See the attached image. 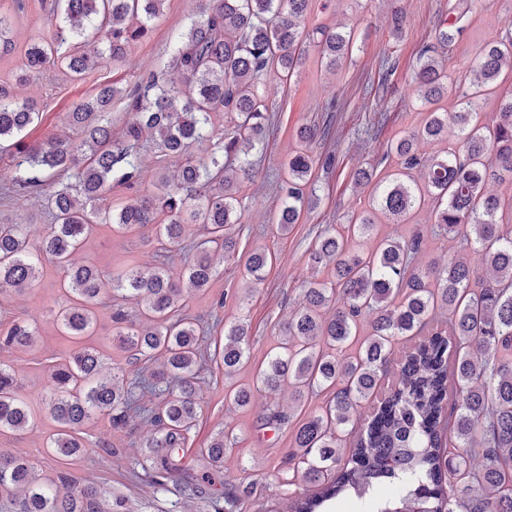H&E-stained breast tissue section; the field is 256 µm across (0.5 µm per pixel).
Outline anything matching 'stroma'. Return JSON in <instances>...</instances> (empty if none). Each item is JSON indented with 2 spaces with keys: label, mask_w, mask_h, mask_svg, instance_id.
<instances>
[{
  "label": "stroma",
  "mask_w": 512,
  "mask_h": 512,
  "mask_svg": "<svg viewBox=\"0 0 512 512\" xmlns=\"http://www.w3.org/2000/svg\"><path fill=\"white\" fill-rule=\"evenodd\" d=\"M401 10L403 37H395L392 13ZM192 0H166L164 10L144 38L131 46L125 60L78 79L55 68L33 74L22 97L35 98L42 113L26 142L35 143L57 133L65 112L93 94L99 84L117 83L131 87L148 77L165 82L167 58L177 38L188 30ZM465 12L464 30L452 46L437 40L436 27L449 11ZM0 14L13 19L12 49L0 52V83L13 82L23 67L27 47L48 38V0H0ZM345 24L356 31L351 55L339 66L321 64L316 48H309L292 78L286 81L267 76L260 86L271 109L264 148L254 154V176L240 187V219L235 226L241 252L265 248L278 260L255 292L237 301L242 286V265L219 266L211 287L191 293L186 311L202 318L211 333L204 349L214 350L224 341V329L238 317L250 323V365L240 373L251 381L254 367L265 361L279 339V325L297 305L301 288L312 271L308 255L325 229L344 231L368 206L369 194L356 187L357 168L375 166L377 179H384L395 165L386 157L392 140L420 125L421 103L415 92V74L426 57L441 60L453 84L464 82L485 43L497 39L512 23V0H313L309 26ZM318 130L313 154L333 157L330 167L316 166L312 188L317 199L301 223L288 235H279L275 222L284 195L283 169L297 150L300 126ZM161 245L153 235L114 234L109 225L98 226L81 259L92 262L105 274L153 261ZM60 277L45 266L40 288L24 296L7 299L12 315L36 325L39 336L30 350H0V363L14 371L21 396L32 407L42 405L50 365L68 356L73 344L62 336L55 312L60 299ZM199 420L180 452L190 468L200 463L198 450L221 431L239 439V450L224 459V473L237 483H255L257 490L247 501L245 512H287L292 493L284 473L283 456L291 444L292 429L262 426L266 405L257 396L248 408H239L224 398V373L208 363L200 374L196 398ZM54 424L38 417L21 433L0 434V449L28 458L42 476L54 475L58 462L46 448ZM153 426L136 417L125 428L112 429L101 417L84 425L80 436L85 452L68 464L79 482L97 487L103 501H122L123 512H212L207 500L179 488L152 486V470L142 468L145 444Z\"/></svg>",
  "instance_id": "obj_1"
}]
</instances>
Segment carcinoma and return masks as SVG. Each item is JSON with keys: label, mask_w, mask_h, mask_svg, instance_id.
<instances>
[{"label": "carcinoma", "mask_w": 512, "mask_h": 512, "mask_svg": "<svg viewBox=\"0 0 512 512\" xmlns=\"http://www.w3.org/2000/svg\"><path fill=\"white\" fill-rule=\"evenodd\" d=\"M311 0H196L194 18L168 61L179 79L154 78L119 88L102 84L66 114L67 132L41 143H25L41 120L32 100L19 101L0 85V157L11 158L10 185L0 198L44 195L52 222L39 244L28 225L0 219V296L24 295L39 282L42 263L63 273V301L56 313L61 334L77 344L69 358L50 367L45 410L56 423L47 451L72 459L83 453L79 429L98 414L115 428L144 414L139 396H163L150 416L153 449L147 458L154 484L172 482L203 493L201 482L224 473V457L236 437L221 431L200 449L204 470L197 474L179 457L198 418L195 395L204 356L201 319L183 313L186 290L203 292L216 274L213 255L225 262L239 257L232 231L238 223L241 183L253 178L251 151L263 143L269 106L261 79H289L312 42L334 67L352 49L353 36L327 26L306 30ZM165 0H51L47 40L26 50L15 84L31 73L59 64L81 77L107 62H121L129 45L142 39L162 14ZM465 13H448L438 41L449 46L462 32ZM107 33L106 48L99 33ZM512 71V28L479 54L460 108L448 114L434 108L448 96L442 62L429 58L416 74V91L426 106L413 131L390 144L398 165L386 184L375 186L369 209L356 217L351 235L325 230L309 254L314 269L331 268L332 277H314L301 288L299 304L281 327L276 349L255 373L236 380L249 360V325L244 318L224 331L214 357L224 367L225 397L237 407L255 394L269 399L265 419L294 421L285 463L303 491L289 512H332L340 500L378 499L376 512H512V197L487 192V185L512 175V94L501 99L493 123L483 120L480 101L501 72ZM132 115L116 132L108 115L114 100ZM224 114L230 128L216 130L213 116ZM453 125L456 145L444 154L425 155L417 143L447 139ZM164 157L179 162L177 176H156L143 189L144 137ZM317 128L299 130L300 151L289 158L285 198L278 228L299 222L314 204L306 188L315 163ZM205 161L196 153L203 145ZM131 196L112 205V185ZM436 231L459 247L441 266L422 267L424 233L412 227L385 236L365 252L352 239H368L380 217L408 224L425 203ZM97 224L120 234L151 231L165 244L184 249L186 232L199 224L204 237L189 244L194 252L185 275L173 279L157 260L112 276L80 264ZM273 256L252 250L245 261V291L265 278ZM112 305V323L131 367L164 358L149 376L134 373L129 385L114 372L101 376L102 353L88 343L103 298ZM448 314L444 323L437 313ZM37 327L14 320L0 328L1 349H30ZM412 344L393 357V345ZM291 392L292 414L279 409L283 388ZM324 396L316 408L309 400ZM368 409L361 428L351 423ZM34 421L18 393L13 368L0 364V432L23 431ZM454 442L443 449V437ZM0 492L12 512H112L103 509L98 489L67 471L39 478L34 466L0 453ZM254 485L225 488L211 500L214 512H242Z\"/></svg>", "instance_id": "1"}]
</instances>
